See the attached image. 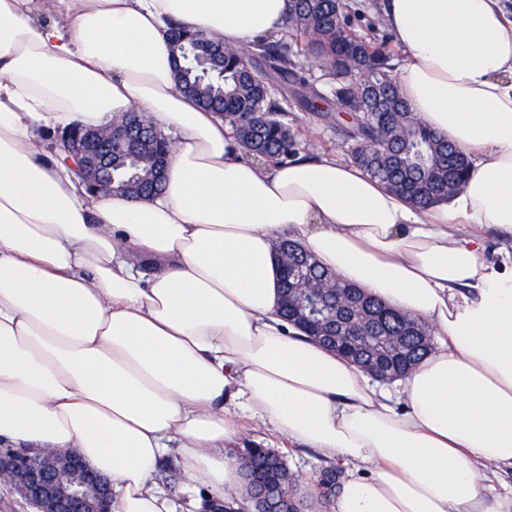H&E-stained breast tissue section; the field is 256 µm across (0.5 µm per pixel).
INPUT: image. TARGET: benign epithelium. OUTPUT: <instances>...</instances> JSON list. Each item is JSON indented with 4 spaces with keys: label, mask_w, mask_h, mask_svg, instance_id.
<instances>
[{
    "label": "benign epithelium",
    "mask_w": 512,
    "mask_h": 512,
    "mask_svg": "<svg viewBox=\"0 0 512 512\" xmlns=\"http://www.w3.org/2000/svg\"><path fill=\"white\" fill-rule=\"evenodd\" d=\"M143 133L136 123L75 125L57 136L53 149L70 156L81 181L95 193L113 191L112 147ZM0 484L13 490L35 512H111V482L90 474L73 450L0 448Z\"/></svg>",
    "instance_id": "1"
}]
</instances>
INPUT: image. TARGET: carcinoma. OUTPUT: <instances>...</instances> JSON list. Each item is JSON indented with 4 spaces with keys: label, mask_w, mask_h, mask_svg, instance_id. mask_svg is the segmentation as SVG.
<instances>
[{
    "label": "carcinoma",
    "mask_w": 512,
    "mask_h": 512,
    "mask_svg": "<svg viewBox=\"0 0 512 512\" xmlns=\"http://www.w3.org/2000/svg\"><path fill=\"white\" fill-rule=\"evenodd\" d=\"M172 49L182 60L179 80L207 108L217 112L248 154L268 165L299 157L304 144L288 123L294 109L312 112L348 145L351 163L386 183L416 207L427 209L455 194L471 172L469 159L448 140L409 112L393 78L390 34L356 0H292L281 30L261 38L254 48L236 51L213 36L170 23ZM220 49L219 68L202 73L193 63L197 43ZM331 78L327 89L316 87L312 67ZM114 191L147 197L160 190L152 145L129 154H112ZM288 264L329 287L315 291L283 281V310L307 335L329 327L335 343L351 344L343 354L361 361L414 365L434 348L430 331L419 319L392 308L378 297L343 284L326 273L296 242H284ZM328 309L312 314V304ZM395 336L404 345L393 354L379 337ZM427 337L419 346L414 337ZM247 482V495L217 498L202 494L211 512H327L336 498L341 470L330 464L307 480L288 467L285 454L262 442L235 450Z\"/></svg>",
    "instance_id": "carcinoma-1"
}]
</instances>
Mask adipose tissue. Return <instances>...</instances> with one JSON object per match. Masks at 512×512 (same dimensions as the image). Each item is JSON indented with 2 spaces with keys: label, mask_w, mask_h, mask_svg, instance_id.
I'll return each mask as SVG.
<instances>
[{
  "label": "adipose tissue",
  "mask_w": 512,
  "mask_h": 512,
  "mask_svg": "<svg viewBox=\"0 0 512 512\" xmlns=\"http://www.w3.org/2000/svg\"><path fill=\"white\" fill-rule=\"evenodd\" d=\"M291 0H0V444L78 452L112 512H175L152 484L176 449L193 488L241 492L242 420L270 447L335 456L333 512H512V10L379 0L394 74L468 153L421 212L332 156L255 162L174 78L167 25L243 48ZM142 109L171 135L160 195L89 193L45 131ZM428 322L435 349L395 391L281 316L274 246Z\"/></svg>",
  "instance_id": "adipose-tissue-1"
}]
</instances>
